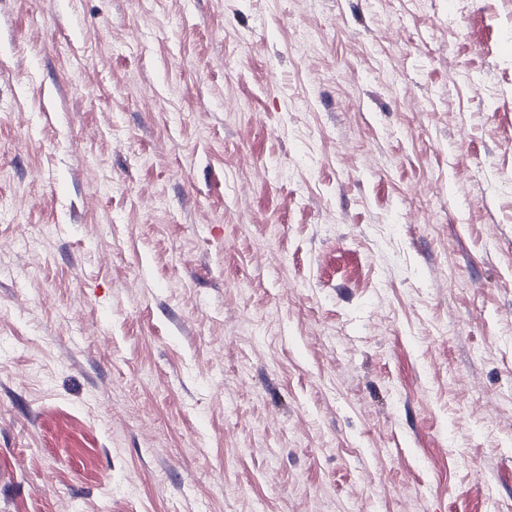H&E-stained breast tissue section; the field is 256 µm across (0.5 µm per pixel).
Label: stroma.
<instances>
[{
	"label": "stroma",
	"mask_w": 512,
	"mask_h": 512,
	"mask_svg": "<svg viewBox=\"0 0 512 512\" xmlns=\"http://www.w3.org/2000/svg\"><path fill=\"white\" fill-rule=\"evenodd\" d=\"M0 512H512V0H0Z\"/></svg>",
	"instance_id": "35a3bbf8"
}]
</instances>
